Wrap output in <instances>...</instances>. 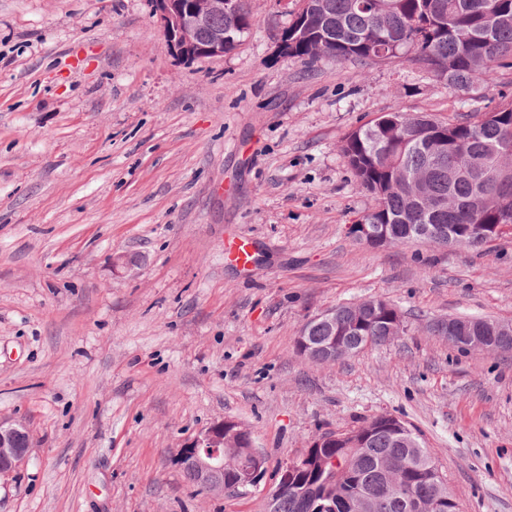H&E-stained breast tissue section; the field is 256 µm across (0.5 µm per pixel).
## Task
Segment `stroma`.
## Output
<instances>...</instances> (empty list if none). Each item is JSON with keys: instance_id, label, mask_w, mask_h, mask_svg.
Listing matches in <instances>:
<instances>
[{"instance_id": "35a3bbf8", "label": "stroma", "mask_w": 512, "mask_h": 512, "mask_svg": "<svg viewBox=\"0 0 512 512\" xmlns=\"http://www.w3.org/2000/svg\"><path fill=\"white\" fill-rule=\"evenodd\" d=\"M301 7L249 0L241 45L185 62L147 0H0V420L31 440L0 512H265L264 482L195 493L179 448L231 419L272 472L381 414L460 512H512V353L433 329L512 322V232L366 245L349 227L376 200L340 152L386 113L489 111L512 69L476 98L403 60L307 64L279 42ZM240 236L246 270L224 258ZM367 299L400 336L332 364L297 352L310 319Z\"/></svg>"}]
</instances>
